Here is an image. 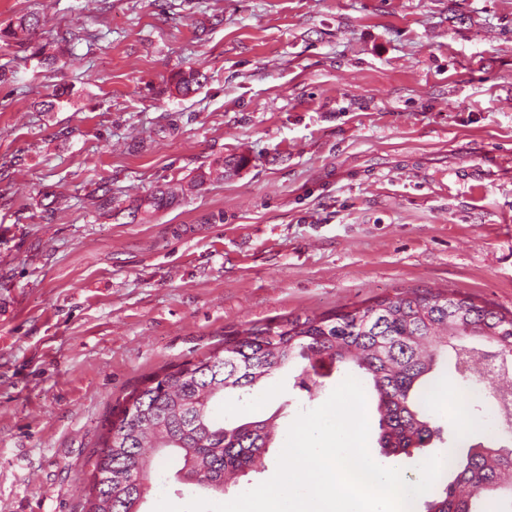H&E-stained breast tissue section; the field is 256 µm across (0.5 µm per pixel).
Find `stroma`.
Instances as JSON below:
<instances>
[{"label":"stroma","mask_w":512,"mask_h":512,"mask_svg":"<svg viewBox=\"0 0 512 512\" xmlns=\"http://www.w3.org/2000/svg\"><path fill=\"white\" fill-rule=\"evenodd\" d=\"M37 11L0 41V512H83L113 408L225 335L411 290L512 314V0H0V26ZM222 156L247 163L192 187ZM165 184L143 221L91 205ZM336 386L228 409L285 432ZM181 466L145 512L186 505ZM45 24V18L36 12L23 15L15 23L0 28V40L7 43L13 41L22 45L26 42L27 36L35 34ZM101 191V194L93 196L92 205L96 209L104 214L112 216L114 219H118V216L123 214L122 217H127L134 222L139 214L152 215L161 210L167 209L175 203L179 197V191L170 186H159L157 189L145 198L135 200L128 208L121 209L118 207H112V193L107 187H102L97 192Z\"/></svg>","instance_id":"1"}]
</instances>
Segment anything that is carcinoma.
Listing matches in <instances>:
<instances>
[{
    "label": "carcinoma",
    "instance_id": "cac0c4a2",
    "mask_svg": "<svg viewBox=\"0 0 512 512\" xmlns=\"http://www.w3.org/2000/svg\"><path fill=\"white\" fill-rule=\"evenodd\" d=\"M46 24L40 14L23 15L0 28V40L24 44ZM205 74L181 72L176 93L187 96ZM244 159L218 158L194 177V185L224 179ZM179 191L159 186L131 206H112L101 188L93 207L113 218L136 220L175 203ZM300 366L295 386L325 387L335 374H351L375 396L378 445L386 459L421 456L442 428L428 408V395L453 372L476 382L483 374L512 380V316L454 292L413 291L377 299L331 315L255 325L224 337V348L196 361L173 365L147 377L123 398L102 440L87 499V512H141L147 488L134 490L127 476L149 478L157 454L178 451V480L224 492L263 466L275 441H284L274 417L235 424L218 420L214 408L227 399L242 402L252 390L281 371ZM488 444L453 450L451 482L424 503L425 512H484L488 497H508L512 508V446L497 434Z\"/></svg>",
    "mask_w": 512,
    "mask_h": 512
}]
</instances>
